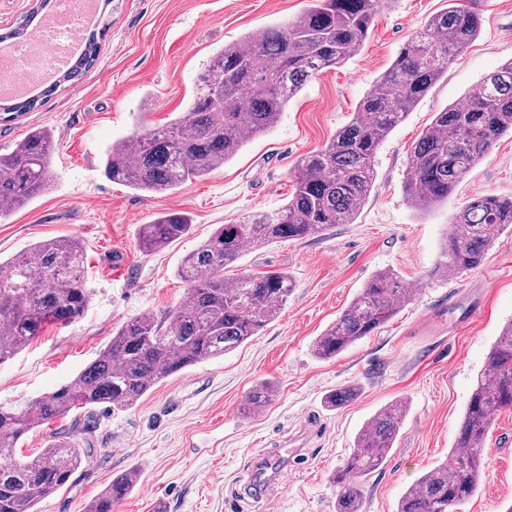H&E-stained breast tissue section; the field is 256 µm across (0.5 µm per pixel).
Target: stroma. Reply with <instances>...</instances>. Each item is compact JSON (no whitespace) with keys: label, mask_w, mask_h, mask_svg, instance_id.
<instances>
[{"label":"stroma","mask_w":512,"mask_h":512,"mask_svg":"<svg viewBox=\"0 0 512 512\" xmlns=\"http://www.w3.org/2000/svg\"><path fill=\"white\" fill-rule=\"evenodd\" d=\"M311 0H111L96 63L75 84L58 88L36 110L0 111V154L36 128L52 129L57 146L48 190L0 221V259L59 237L84 248L92 296L79 319L46 326L0 364V403L35 399L91 364L126 321L170 319L187 285L182 258L219 227L271 213L292 193L301 158L322 149L351 120L359 101L400 47L448 0H395L375 17L365 46L322 71L293 97L280 121L224 167L152 194L108 180L106 150L136 121L150 127L185 112L200 72L224 47L256 29L283 24ZM477 38L407 113L377 151L371 193L353 223L321 236L245 251L225 279L284 271L293 291L258 336L215 360L155 385L131 410L97 408L91 421L96 456L71 486L40 512H83L113 478L137 469L133 493L113 512H336L337 470L359 430L381 408L409 405L384 465L364 485L361 512H397L402 494L443 463L485 357L512 321V230L495 234L480 267L450 280L431 278L459 209L487 194L512 196V136L500 137L447 202L416 211L403 181L411 145L436 112L461 102L484 76L512 60V0H477ZM168 212L192 220L191 233L161 251L140 249V225ZM392 270L413 298L378 333L335 359L319 360L311 344L334 322L371 275ZM273 388L261 412L244 415L248 392ZM361 389L352 403L327 408L338 387ZM310 425L295 466L279 471L281 492L255 496L247 476L261 449ZM512 504V410L498 413L486 440L483 486L462 512H505Z\"/></svg>","instance_id":"35a3bbf8"}]
</instances>
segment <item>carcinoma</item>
Wrapping results in <instances>:
<instances>
[{
  "label": "carcinoma",
  "mask_w": 512,
  "mask_h": 512,
  "mask_svg": "<svg viewBox=\"0 0 512 512\" xmlns=\"http://www.w3.org/2000/svg\"><path fill=\"white\" fill-rule=\"evenodd\" d=\"M394 0H313L283 26L256 30L218 52L199 74L193 99L180 117L135 131L106 152L105 175L139 190L171 191L221 168L241 147L280 119L288 101L325 69L344 64L363 48L379 10ZM480 14L451 4L432 16L401 49L390 68L360 101L351 121L321 150L301 159L288 203L271 215L222 224L184 257L178 269L186 296L167 324L134 317L72 381L20 405L0 403V512H39L38 505L73 483L93 460L88 426L77 424L50 437L22 460L14 448L31 429L73 411L104 406L124 412L168 376L216 359L243 344L278 313L293 290L284 271L224 279V267L246 249L282 239L321 235L351 224L375 180L378 148L407 112L440 80L448 61L479 34ZM99 53L95 37L67 71L36 96L12 100L5 112H31L60 85L80 79ZM512 134V61L485 76L462 103L435 113L410 151L404 191L413 206L429 211L448 200L457 183L504 134ZM54 133L32 130L0 154V219L49 187ZM190 218L162 214L141 225L139 245L159 251L188 235ZM512 229V197H481L457 212L443 246L445 261L432 272L446 277L478 268L493 234ZM84 251L71 237L41 242L0 262V362L25 348L46 325L69 323L88 307ZM411 300L390 270L374 273L340 316L316 337V357L330 360L371 336ZM271 386L256 385L250 411L269 402ZM359 394L354 385L329 393L339 407ZM512 409V322L490 347L448 460L424 473L402 496L397 512H455L478 491L481 456L495 416ZM408 411L396 401L376 412L355 438L336 483V512H360L363 482L383 466ZM134 469L117 476L84 512H112L138 484Z\"/></svg>",
  "instance_id": "1"
}]
</instances>
